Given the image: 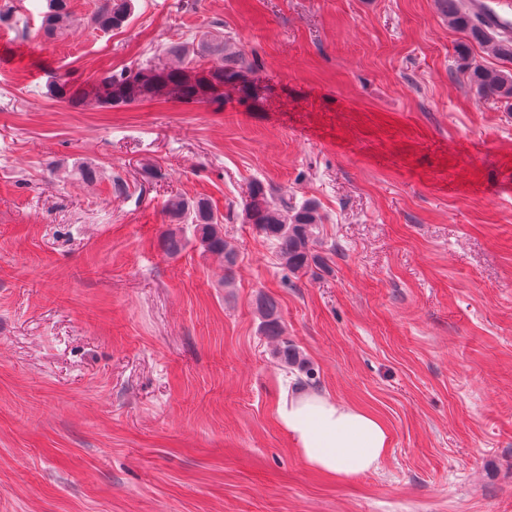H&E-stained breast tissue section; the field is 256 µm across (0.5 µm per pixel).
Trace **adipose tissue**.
Masks as SVG:
<instances>
[{"label": "adipose tissue", "mask_w": 512, "mask_h": 512, "mask_svg": "<svg viewBox=\"0 0 512 512\" xmlns=\"http://www.w3.org/2000/svg\"><path fill=\"white\" fill-rule=\"evenodd\" d=\"M276 418L308 466L333 479L375 470L388 451L389 433L380 418L312 388L281 399Z\"/></svg>", "instance_id": "ef3b65f1"}]
</instances>
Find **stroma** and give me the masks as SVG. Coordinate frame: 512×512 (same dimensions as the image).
<instances>
[{
  "label": "stroma",
  "mask_w": 512,
  "mask_h": 512,
  "mask_svg": "<svg viewBox=\"0 0 512 512\" xmlns=\"http://www.w3.org/2000/svg\"><path fill=\"white\" fill-rule=\"evenodd\" d=\"M0 0V512H512V70L435 0H133L127 27L40 32ZM261 99L73 109L52 76L221 39ZM93 166L88 183L78 167ZM316 201L324 263L284 268L242 220L254 183ZM174 196L223 217L234 264ZM377 415L389 448L343 482L276 420L299 370ZM469 79L483 97L508 102L512 99V72L491 70L480 65L470 66ZM166 211L178 223L189 216L193 234L201 248L211 254L224 256L228 263L233 262L234 249L224 242L223 217H218L208 200L188 202L180 197H173L167 201ZM256 309L261 318V332L264 336L277 338L282 336L281 321L276 314V301L268 295H259L256 299Z\"/></svg>",
  "instance_id": "obj_1"
}]
</instances>
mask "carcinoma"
I'll return each mask as SVG.
<instances>
[{"label": "carcinoma", "instance_id": "cac0c4a2", "mask_svg": "<svg viewBox=\"0 0 512 512\" xmlns=\"http://www.w3.org/2000/svg\"><path fill=\"white\" fill-rule=\"evenodd\" d=\"M439 11L449 22L465 31L468 37L497 56L512 59V41L496 38L488 33L473 16L464 11L459 0H436ZM132 0H100L89 23L94 28L110 32L127 26L132 15ZM79 21L71 9L70 0H46L41 13L40 30L51 38ZM168 52L177 57L176 65L146 63L121 71L107 70L92 82L77 83L68 75L57 78L48 86V93L56 100L75 109L89 105L121 107L163 97L187 105L216 104L224 106V88H240L245 62L231 44L223 41L213 47L219 61L200 64L187 58L183 46H172ZM469 79L483 97L509 101L512 99V72L491 70L480 65L469 67ZM167 213L176 221L191 219L193 234L201 248L224 257L231 263L234 249L224 242L222 219L205 199L188 202L180 197L167 201ZM243 222L253 225L258 234L275 245L280 264L294 274H306L316 264L317 225L322 223L318 206L313 201L301 205L282 196L276 198L264 185L255 184L242 208ZM261 318V332L277 338L282 335L281 321L276 314V301L268 295L256 299ZM284 367H297L303 372L299 352L286 341L276 352Z\"/></svg>", "mask_w": 512, "mask_h": 512}]
</instances>
